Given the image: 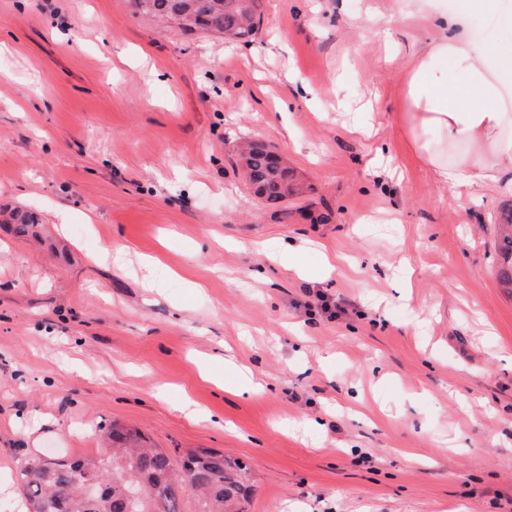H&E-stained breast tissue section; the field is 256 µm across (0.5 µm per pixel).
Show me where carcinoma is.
Listing matches in <instances>:
<instances>
[{
	"mask_svg": "<svg viewBox=\"0 0 512 512\" xmlns=\"http://www.w3.org/2000/svg\"><path fill=\"white\" fill-rule=\"evenodd\" d=\"M137 13L174 19L184 36L197 32L226 41L248 42L261 18L260 0H133ZM241 170L255 197L275 207L303 194L294 172L278 163L265 144L240 151ZM11 230L27 236L40 224L34 212H14ZM496 279L512 294V212L500 225L496 242ZM108 455L44 463L29 459L19 472L29 512H249L251 485L247 468L209 448L172 455L147 444L140 432L112 427ZM97 479L100 497L83 499L80 485ZM139 497H134V494Z\"/></svg>",
	"mask_w": 512,
	"mask_h": 512,
	"instance_id": "obj_1",
	"label": "carcinoma"
}]
</instances>
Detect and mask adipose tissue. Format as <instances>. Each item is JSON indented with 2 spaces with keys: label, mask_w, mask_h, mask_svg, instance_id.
<instances>
[{
  "label": "adipose tissue",
  "mask_w": 512,
  "mask_h": 512,
  "mask_svg": "<svg viewBox=\"0 0 512 512\" xmlns=\"http://www.w3.org/2000/svg\"><path fill=\"white\" fill-rule=\"evenodd\" d=\"M496 13L497 0H460L436 11L437 35L399 66L407 109L405 136L443 188L512 194V41L479 42L474 7ZM439 136V149L424 141Z\"/></svg>",
  "instance_id": "ef3b65f1"
}]
</instances>
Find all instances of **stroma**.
I'll return each instance as SVG.
<instances>
[{
  "label": "stroma",
  "instance_id": "stroma-1",
  "mask_svg": "<svg viewBox=\"0 0 512 512\" xmlns=\"http://www.w3.org/2000/svg\"><path fill=\"white\" fill-rule=\"evenodd\" d=\"M402 10L263 0L243 44L131 0H0V214L43 221L39 243L0 228L13 512L29 458L100 453L115 423L238 458L251 512H512V295L495 278L512 198L446 190L410 152L376 24ZM247 137L304 197L253 196ZM224 344L266 392L218 388Z\"/></svg>",
  "mask_w": 512,
  "mask_h": 512
}]
</instances>
